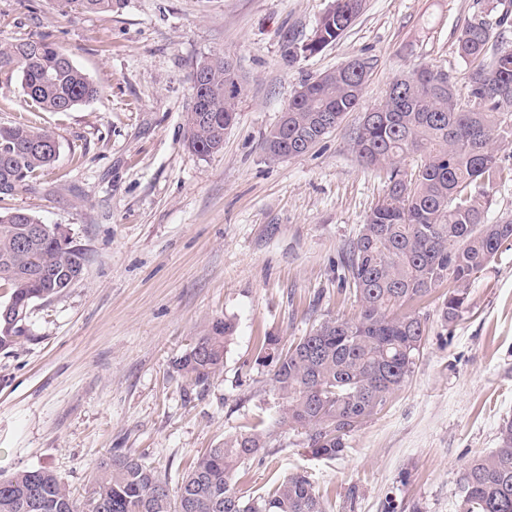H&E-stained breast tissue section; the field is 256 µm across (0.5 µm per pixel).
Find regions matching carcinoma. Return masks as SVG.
Here are the masks:
<instances>
[{
  "instance_id": "1",
  "label": "carcinoma",
  "mask_w": 512,
  "mask_h": 512,
  "mask_svg": "<svg viewBox=\"0 0 512 512\" xmlns=\"http://www.w3.org/2000/svg\"><path fill=\"white\" fill-rule=\"evenodd\" d=\"M113 0H58L62 11L112 10ZM364 0H333L311 36H283V59L314 56L340 39L362 12ZM512 26L505 11L495 19L480 10L459 30L457 52L468 65V94L459 102L454 77L420 65L395 79L372 119L359 121L351 147L366 166L386 170L383 201L367 216L360 236L343 255L359 302L350 320L326 319L298 342L283 349L274 336L261 345L262 359L273 364L272 384L285 406L280 427L308 429L305 453L334 459L345 450V436L381 410L401 389L416 365L425 325L416 315H398L401 306L419 302L445 283L454 284L442 300L441 316L451 321L467 303V287L512 240V218L489 222L490 190L512 182L492 148L512 137V47L501 33ZM207 87L195 106L196 122L187 129V146L200 156L224 147V131L237 118L242 91L239 70L228 57L205 59ZM371 72L360 58L303 83L287 107L288 124L265 137L272 160L305 154V142L328 134L325 114L337 122L357 110ZM18 76L25 97L47 112H69L99 96L98 89L69 54L45 39H20L0 45V76ZM52 132L18 123L0 127V196L11 195L52 166L46 149ZM416 159L412 169L401 166ZM40 220L23 209L0 210V285L29 314L31 305L65 292L83 272V254L56 238L47 224L39 241L23 245L26 227ZM0 350L24 335L3 329ZM233 325L212 321L174 369L201 386L224 363ZM265 445L260 431L239 433L199 456L171 489L157 468L116 450L93 471L88 495L74 498L46 467L0 477V512H331L327 498L309 476L288 475L263 493L246 497L235 488L240 465ZM457 512H512V421L504 422L498 446L463 468Z\"/></svg>"
}]
</instances>
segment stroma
<instances>
[{
  "label": "stroma",
  "mask_w": 512,
  "mask_h": 512,
  "mask_svg": "<svg viewBox=\"0 0 512 512\" xmlns=\"http://www.w3.org/2000/svg\"><path fill=\"white\" fill-rule=\"evenodd\" d=\"M331 0H114L111 11H59L55 0H0V44L43 37L99 90L69 112L28 106L19 80L0 79V126L53 133L50 169L0 204L67 228L84 256L63 294L33 304L26 332L0 351V475L46 466L76 498L113 449L178 484L225 438L266 433L236 487L257 494L307 471L333 512H455L464 465L496 448L512 419V241L471 282L459 317L436 297L406 305L425 323L408 382L349 433L343 455L316 460L306 431L278 428L283 404L260 340L289 346L328 318L359 312L343 252L386 193L348 138L352 112L300 157L269 159L263 142L304 81L349 59L373 68L362 106L429 64L467 94L458 31L501 0H365L345 35L285 63L282 37H308ZM233 59L243 79L224 147L186 145L196 65ZM217 318L234 329L224 365L205 385L173 367Z\"/></svg>",
  "instance_id": "35a3bbf8"
}]
</instances>
